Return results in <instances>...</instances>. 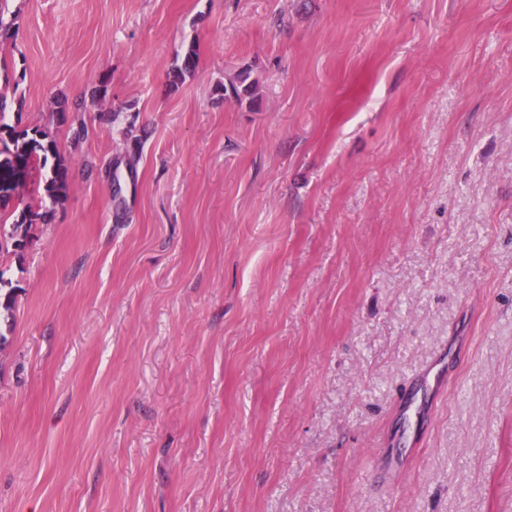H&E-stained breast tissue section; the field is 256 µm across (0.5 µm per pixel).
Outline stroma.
I'll return each mask as SVG.
<instances>
[{
	"label": "stroma",
	"mask_w": 512,
	"mask_h": 512,
	"mask_svg": "<svg viewBox=\"0 0 512 512\" xmlns=\"http://www.w3.org/2000/svg\"><path fill=\"white\" fill-rule=\"evenodd\" d=\"M8 8L0 512H512V0ZM47 138L40 129H32L30 135L28 130L17 131L0 123V182L16 177L26 183L34 169H45L44 190L52 198L65 195L69 186L67 161ZM49 156L53 163L47 168ZM39 204L28 203L23 207L10 225V233L0 237V250H8L9 245L14 251L27 241L30 225L37 220H44V214L39 212Z\"/></svg>",
	"instance_id": "obj_1"
}]
</instances>
